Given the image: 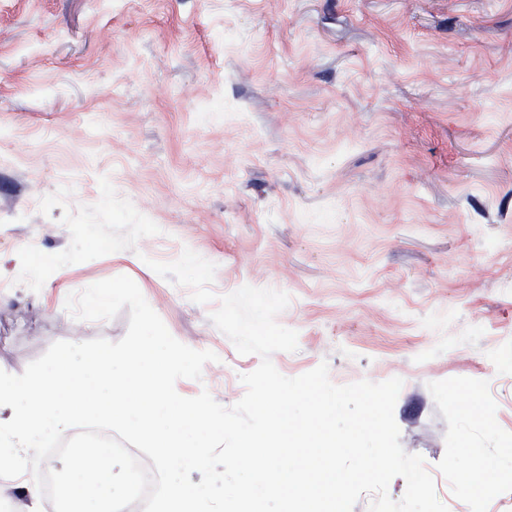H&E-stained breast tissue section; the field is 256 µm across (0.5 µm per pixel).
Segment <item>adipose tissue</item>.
I'll list each match as a JSON object with an SVG mask.
<instances>
[{
	"label": "adipose tissue",
	"instance_id": "ef3b65f1",
	"mask_svg": "<svg viewBox=\"0 0 512 512\" xmlns=\"http://www.w3.org/2000/svg\"><path fill=\"white\" fill-rule=\"evenodd\" d=\"M188 359L185 350L164 340L154 322L146 334L122 355L87 351L82 364L90 380L76 384L56 369L17 378L0 369V498L14 503L15 512H45L40 475L49 465L42 449L65 432L75 411L101 405L104 417L141 421L149 426L137 433L141 442L159 448L161 466H174L183 457L205 465L209 451L191 448L152 411L173 398L168 372Z\"/></svg>",
	"mask_w": 512,
	"mask_h": 512
}]
</instances>
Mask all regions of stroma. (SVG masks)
<instances>
[{
    "label": "stroma",
    "instance_id": "stroma-1",
    "mask_svg": "<svg viewBox=\"0 0 512 512\" xmlns=\"http://www.w3.org/2000/svg\"><path fill=\"white\" fill-rule=\"evenodd\" d=\"M47 199L44 207L34 206ZM0 366L123 338L69 294L130 277L210 350L223 406L260 359L211 289L286 292L287 377L403 381L400 443L449 512H512V0H0Z\"/></svg>",
    "mask_w": 512,
    "mask_h": 512
}]
</instances>
